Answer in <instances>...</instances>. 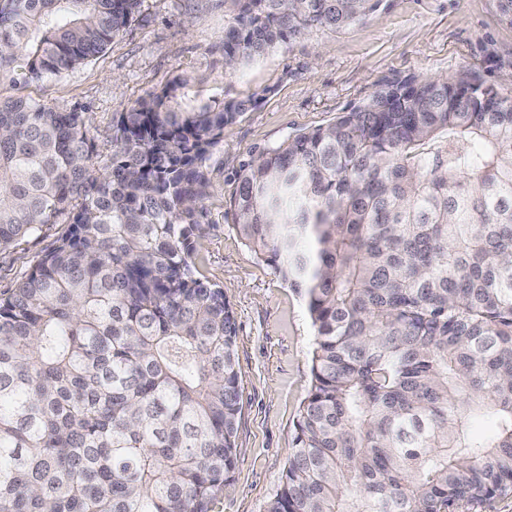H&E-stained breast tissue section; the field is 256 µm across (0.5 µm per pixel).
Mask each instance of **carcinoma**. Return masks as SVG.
Instances as JSON below:
<instances>
[{
  "mask_svg": "<svg viewBox=\"0 0 512 512\" xmlns=\"http://www.w3.org/2000/svg\"><path fill=\"white\" fill-rule=\"evenodd\" d=\"M231 74L385 0H228ZM140 0H0V83L103 54ZM177 74L119 113L0 97V252L58 228L0 297V512H213L242 386L196 267L207 162L243 101ZM228 213L300 291L312 386L266 512H472L512 495V99L409 74L252 151ZM491 432L474 437L473 418Z\"/></svg>",
  "mask_w": 512,
  "mask_h": 512,
  "instance_id": "cac0c4a2",
  "label": "carcinoma"
}]
</instances>
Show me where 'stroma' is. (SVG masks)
<instances>
[{
    "mask_svg": "<svg viewBox=\"0 0 512 512\" xmlns=\"http://www.w3.org/2000/svg\"><path fill=\"white\" fill-rule=\"evenodd\" d=\"M224 0H142L100 57L73 73L0 95L78 108L100 155L112 151V121L174 74L189 95L247 102L208 162L207 229L197 244L203 280L223 288L237 326L243 389L237 465L216 512H265L284 480L296 423L311 389L313 328L298 291L244 245L226 201L240 162L254 149L328 124L398 76L455 77L512 98V0H391L346 29H317L227 74ZM56 237L49 231L0 253L8 294Z\"/></svg>",
    "mask_w": 512,
    "mask_h": 512,
    "instance_id": "stroma-1",
    "label": "stroma"
}]
</instances>
